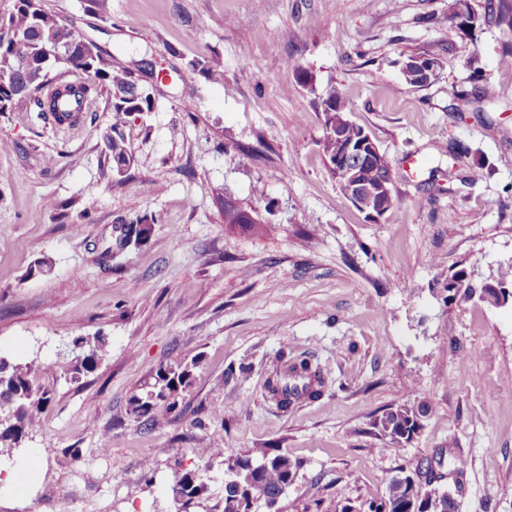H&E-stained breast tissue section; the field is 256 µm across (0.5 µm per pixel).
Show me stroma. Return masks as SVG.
I'll return each mask as SVG.
<instances>
[{"instance_id": "obj_1", "label": "stroma", "mask_w": 512, "mask_h": 512, "mask_svg": "<svg viewBox=\"0 0 512 512\" xmlns=\"http://www.w3.org/2000/svg\"><path fill=\"white\" fill-rule=\"evenodd\" d=\"M469 2L480 21L454 33V0H105L98 16L41 0L155 106L130 116L133 161L112 180L106 92L66 133L0 113V356L37 361L49 391L0 512H174L176 469L198 466L201 512H224L225 458L271 448L298 465L280 512H367L401 469L454 456L455 512H512V303L444 286L512 265V28ZM422 52L439 65L409 84L402 64ZM475 55L494 99L477 97ZM331 83L391 165L398 203L375 221L324 165L313 90ZM476 159L489 172L474 180ZM228 199L258 231L225 224ZM140 220L148 240L116 250ZM77 336L109 341L93 372L70 370ZM302 357L322 394L282 411L266 380ZM166 362L194 381L147 427L128 402ZM399 404L427 413L393 442L372 422ZM201 448L224 454L204 464Z\"/></svg>"}]
</instances>
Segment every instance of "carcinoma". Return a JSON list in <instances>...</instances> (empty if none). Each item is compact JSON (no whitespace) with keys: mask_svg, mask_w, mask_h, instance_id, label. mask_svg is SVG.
Listing matches in <instances>:
<instances>
[{"mask_svg":"<svg viewBox=\"0 0 512 512\" xmlns=\"http://www.w3.org/2000/svg\"><path fill=\"white\" fill-rule=\"evenodd\" d=\"M5 29L18 37L21 48L13 43L0 42V113L12 112L25 107L45 120L54 114L58 121L79 120L86 117L85 103L98 89L106 87L111 98L112 126L107 135L106 160L110 171L114 164L130 156L124 128L130 114L149 113L154 109V98L148 89L138 83V79L129 71L115 70L112 67V55L101 49L93 48V63L76 56L72 50L73 32L70 27L59 23L46 13L40 0H14V7L0 14V30ZM52 50L47 56L45 48ZM26 56L34 62L45 61L44 71L34 72L22 77L15 72L18 58ZM437 58L429 55L410 56L405 61L402 72L410 84L423 83L421 67H436ZM318 100L324 112V127L337 123L346 140L359 142L363 128L347 117L345 97L334 84L320 88ZM334 143L329 134H324L320 148L325 166L338 186H343L342 175L333 166ZM363 183L377 187L392 179L390 164L381 159L374 164L360 166ZM244 209L232 201H224V223L245 227ZM151 224L144 221L128 224L121 229L116 245L121 246L130 234H135L134 243L148 239ZM448 292L453 297L469 301L475 297L476 290L466 280V272L459 270L450 276ZM74 342H82L88 347L83 361L74 365L73 372H90L107 354V341L96 336L87 340L81 336ZM192 384V371L180 363L163 364L159 367L155 383L150 390L130 400V414L143 418L153 426L159 422V414H171L176 411L177 390H186ZM323 385L321 371L306 359H295L286 363L268 379L267 388L273 398L283 405L305 396L315 398L320 395ZM48 401V392L37 383L33 364H12L0 357V412L9 415L0 416V449L18 448L22 438L37 425L36 413L41 405ZM425 413L422 408H413L406 404L384 411L375 418L372 425L378 434L392 441L408 440L421 429L420 418ZM263 466L259 474L251 471L255 460L250 456H237L225 460L224 471V512H252V504L276 497L282 488L293 482L297 464L285 454L261 453ZM416 493L424 503L438 512H455L454 499L448 497L444 480L446 475L435 470L432 465L416 466L413 471ZM182 492L188 496L203 497L207 485L193 470H186L174 476ZM408 488L399 478L391 480L387 498L371 502L368 512H401L407 498Z\"/></svg>","mask_w":512,"mask_h":512,"instance_id":"obj_1","label":"carcinoma"}]
</instances>
